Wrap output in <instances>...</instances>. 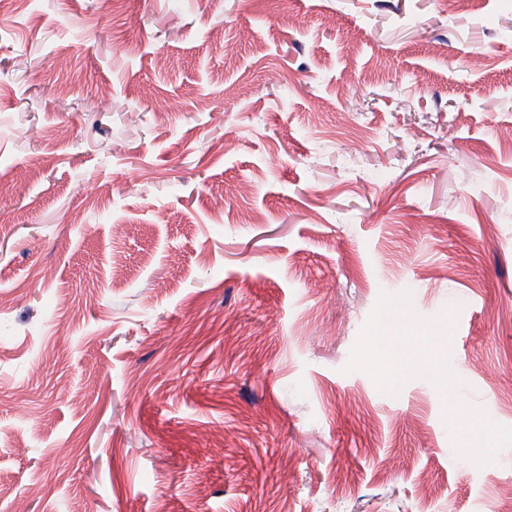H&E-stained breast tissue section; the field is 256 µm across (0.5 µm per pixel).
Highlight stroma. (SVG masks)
Segmentation results:
<instances>
[{
    "label": "stroma",
    "instance_id": "obj_1",
    "mask_svg": "<svg viewBox=\"0 0 512 512\" xmlns=\"http://www.w3.org/2000/svg\"><path fill=\"white\" fill-rule=\"evenodd\" d=\"M511 138L512 0H9L0 512H498L512 447L344 368L380 292L460 304L512 426Z\"/></svg>",
    "mask_w": 512,
    "mask_h": 512
}]
</instances>
